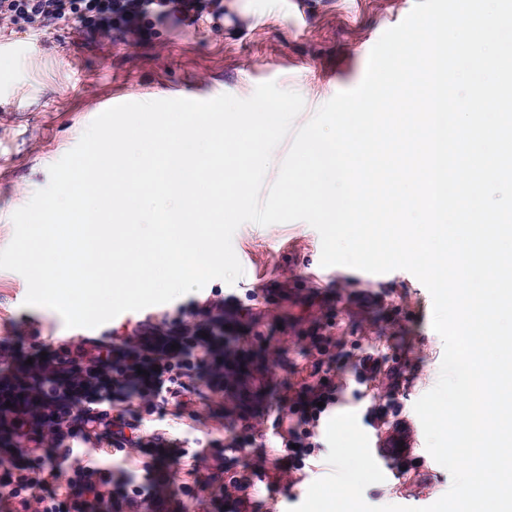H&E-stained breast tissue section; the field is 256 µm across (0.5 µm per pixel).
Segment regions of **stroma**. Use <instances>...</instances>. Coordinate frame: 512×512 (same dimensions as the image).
Here are the masks:
<instances>
[{
    "label": "stroma",
    "instance_id": "obj_1",
    "mask_svg": "<svg viewBox=\"0 0 512 512\" xmlns=\"http://www.w3.org/2000/svg\"><path fill=\"white\" fill-rule=\"evenodd\" d=\"M415 0H224L223 17L203 13L192 26L155 25L152 34L128 45L86 43L69 25L47 35L0 29V94L17 96L18 107L0 111V248L14 234L13 213L45 188L48 168L76 146L108 102H144L216 89L249 98L257 85L273 81L298 92L305 108L295 126L306 124L336 93L356 87L381 34L400 23ZM244 274L234 284L210 281L194 299L224 300L231 346L238 350L239 382L233 395L212 396L214 417L195 422L149 416L171 438L225 441L250 431L242 453L200 461L181 460L176 483L194 477L241 474L246 463L264 461L246 510L235 504L216 512H289L306 497L309 484L326 476L325 433L306 461V480L293 488L275 479L280 441L269 416L276 398L288 397L306 361L300 350L326 314L335 313L336 359L346 384L333 414L356 413L372 443H383L394 425H407L413 451L392 462L394 478L366 488L373 506L424 507L451 486L449 472L426 449L415 402L439 377L444 353L432 328L433 302L410 272L372 274L320 264L321 238L303 221L241 225L232 240ZM27 282L0 269V341L29 352L33 340L79 346L86 340L124 333L140 320L178 315V301L121 313L93 328L66 327L59 313L28 306ZM397 358L403 372L397 406L387 426L370 424V409L384 402L385 384L354 378L355 364L369 351Z\"/></svg>",
    "mask_w": 512,
    "mask_h": 512
}]
</instances>
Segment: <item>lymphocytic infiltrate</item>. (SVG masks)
Segmentation results:
<instances>
[{
	"instance_id": "1",
	"label": "lymphocytic infiltrate",
	"mask_w": 512,
	"mask_h": 512,
	"mask_svg": "<svg viewBox=\"0 0 512 512\" xmlns=\"http://www.w3.org/2000/svg\"><path fill=\"white\" fill-rule=\"evenodd\" d=\"M222 0H0V23L19 24L43 34L71 23L87 40L126 41L147 35L155 21L175 18L194 24L206 6L223 16ZM181 315L157 324L139 322L133 332L112 340H92L91 350L62 345L49 358L26 363L0 350V425L17 440L4 452L9 466L0 468V512H156L164 499L157 459L179 462L198 458L195 448L168 438L163 427L145 429V416L174 405L176 415L200 420L194 408L195 380L206 374L211 390L223 391V301H191ZM327 317L305 347L312 361L306 378L288 401L289 424L281 432L288 457L289 485L300 484L305 461L325 411L339 400L336 356ZM107 444L119 465L72 466L80 443ZM147 456L142 475L126 463ZM253 485L250 473L232 477L210 490L182 485L189 502L207 512L210 504L228 500L245 505Z\"/></svg>"
}]
</instances>
